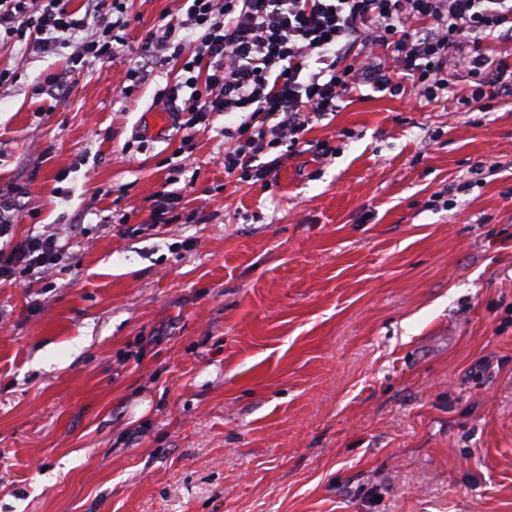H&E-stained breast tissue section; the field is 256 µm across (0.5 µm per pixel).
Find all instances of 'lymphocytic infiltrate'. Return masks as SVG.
<instances>
[{"label": "lymphocytic infiltrate", "instance_id": "obj_1", "mask_svg": "<svg viewBox=\"0 0 512 512\" xmlns=\"http://www.w3.org/2000/svg\"><path fill=\"white\" fill-rule=\"evenodd\" d=\"M124 0H95L77 17L68 0H0V45L50 52L77 41L67 72L109 62L124 45ZM186 18L165 24L142 44L127 72L123 98L169 54L182 71L158 97L173 105L183 130L209 126L212 115L244 113L224 172L267 180L279 161L270 150L298 146L312 118L337 110L359 83L389 89L408 81L427 97L449 85L448 65L474 81L459 98L469 110L512 91V68L489 50L512 37V0H183ZM98 36L85 38L88 27ZM56 238L29 235L0 252V282L37 280L57 264Z\"/></svg>", "mask_w": 512, "mask_h": 512}]
</instances>
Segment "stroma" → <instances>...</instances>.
Instances as JSON below:
<instances>
[{
    "mask_svg": "<svg viewBox=\"0 0 512 512\" xmlns=\"http://www.w3.org/2000/svg\"><path fill=\"white\" fill-rule=\"evenodd\" d=\"M181 4L53 96L73 46L0 48V197L65 246L0 283V512H512V96L362 84L228 176L242 113L157 127L172 63L119 95Z\"/></svg>",
    "mask_w": 512,
    "mask_h": 512,
    "instance_id": "35a3bbf8",
    "label": "stroma"
}]
</instances>
